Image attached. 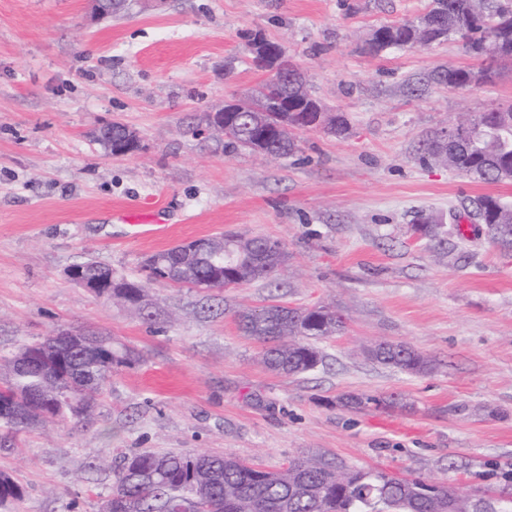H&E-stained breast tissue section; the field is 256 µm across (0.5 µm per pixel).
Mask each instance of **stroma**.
Listing matches in <instances>:
<instances>
[{
    "instance_id": "obj_1",
    "label": "stroma",
    "mask_w": 512,
    "mask_h": 512,
    "mask_svg": "<svg viewBox=\"0 0 512 512\" xmlns=\"http://www.w3.org/2000/svg\"><path fill=\"white\" fill-rule=\"evenodd\" d=\"M431 0H135L98 18L89 0H0V355L60 327L111 333L139 365L115 373L91 420L48 422L0 450L26 489L13 512H98L122 455L206 451L277 468L301 454L401 478L499 490L512 477V251L450 213L489 183L417 161L431 131L460 113L512 105V66L466 89L410 94V81L481 58L449 40L371 54L372 29L424 14ZM283 43L313 97L350 130L299 133L271 162L228 146L205 113L250 91V35ZM119 122L139 148L113 156L100 128ZM160 204L155 224L118 219ZM440 242L415 234L421 217ZM284 241L279 289L257 281L199 291L152 283L168 314L146 321L68 277L89 260L143 278L151 254L222 233ZM325 305L342 335L323 365L282 377L258 360L233 307ZM407 344L436 369L411 376L363 347ZM346 394L396 408L342 406Z\"/></svg>"
}]
</instances>
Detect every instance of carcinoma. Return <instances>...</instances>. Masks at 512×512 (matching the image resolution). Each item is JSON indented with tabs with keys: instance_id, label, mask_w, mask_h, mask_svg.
<instances>
[{
	"instance_id": "1",
	"label": "carcinoma",
	"mask_w": 512,
	"mask_h": 512,
	"mask_svg": "<svg viewBox=\"0 0 512 512\" xmlns=\"http://www.w3.org/2000/svg\"><path fill=\"white\" fill-rule=\"evenodd\" d=\"M433 0V7L413 20L381 25L367 42L381 52L391 48H427L456 39L466 51L487 61L481 81L495 74L494 65L512 59V0ZM296 79L279 84L268 77L250 96L237 102L243 112L224 113V138L229 144L250 152L260 148L268 158L286 159L298 151L294 131L321 122L328 134L342 136L348 131L339 112L309 111L315 98L306 88L303 75L293 65ZM473 71L448 66L427 77L430 84L450 89L472 85ZM288 107H283V103ZM461 129L452 145L441 143L433 131L422 140L418 161L441 165L486 182H499L512 172V106L487 112L461 113L455 123ZM475 219L485 226L490 243L512 249V206L486 195L475 203ZM212 250L230 259L217 268L209 252L190 258L176 255L173 248L153 254L145 279L131 283L135 298L148 291V283L164 280L188 285L208 281L211 288L226 284L242 286L262 280L279 288L278 276L288 269L286 244L267 237L215 236ZM240 330L263 346L261 360L271 372L299 375L323 364L325 355L315 341L340 334L343 316L324 306L288 307L271 304L236 311ZM39 351L36 360L21 368L20 354ZM377 362L407 374L425 375L433 370L431 360L417 350L399 343L381 342L363 349ZM140 360L134 349L102 337L97 353L88 358L55 336L23 344L6 358L0 357V371L7 377L0 386V447H15L16 436L25 429L49 421L86 417L97 397L112 381V374L131 368ZM345 405L360 408L368 404L391 407L396 401L368 395H347ZM404 479L379 470L350 468L324 454L288 460L270 469L248 464L231 456L207 452L157 453L139 451L123 457L113 471L112 512H440L448 500V482ZM23 488L11 475L0 471V506L20 501Z\"/></svg>"
}]
</instances>
